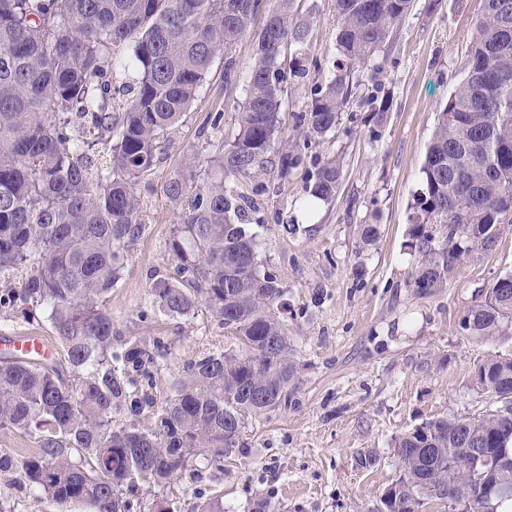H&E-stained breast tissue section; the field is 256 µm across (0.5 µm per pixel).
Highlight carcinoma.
<instances>
[{"mask_svg": "<svg viewBox=\"0 0 512 512\" xmlns=\"http://www.w3.org/2000/svg\"><path fill=\"white\" fill-rule=\"evenodd\" d=\"M334 73L311 90L286 133L283 83L302 77L310 30L294 0H0V311L43 308L66 353L71 379L48 362L0 358V431L37 436V451L17 459L0 449V472L20 469L57 512H131L124 489L160 487L203 455L224 468L243 447L247 416L288 401L295 389L291 338L276 309L284 289L259 272L247 226L259 207L242 178L276 173L284 184L307 167L312 143L335 131L353 97L354 72L382 70L378 53L414 0H335ZM259 29H254L258 16ZM255 38L238 69L231 50ZM218 59L224 80L241 77L246 97L235 130L224 112L202 129L206 177L195 181L193 154L165 184L177 224L169 240L175 275H152L161 312L200 311L235 334L238 347L190 363L153 425H112V407L134 413L138 379L166 356L156 340L113 350L104 300L121 280L143 233L140 184L154 173L163 142L201 90ZM135 74L116 83V69ZM369 117L370 137L387 118ZM343 164L317 162L302 202L313 213L336 197ZM512 0H484L465 74L437 114L421 188L410 206L407 248L418 259V291L436 293L471 254L495 245L512 224ZM380 225L362 224V248ZM24 274L21 287L10 282ZM512 320V276L499 278L466 311L462 326L494 336ZM480 388L512 394V358L478 366ZM471 435L487 451L486 486L450 462L466 456ZM399 476L384 490L382 512H421L426 500H464L470 512H497L512 500V413L439 416L399 436Z\"/></svg>", "mask_w": 512, "mask_h": 512, "instance_id": "1", "label": "carcinoma"}]
</instances>
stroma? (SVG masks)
<instances>
[{
	"mask_svg": "<svg viewBox=\"0 0 512 512\" xmlns=\"http://www.w3.org/2000/svg\"><path fill=\"white\" fill-rule=\"evenodd\" d=\"M414 0L410 13L383 46V71L359 73L356 98L334 133L313 153L343 160L336 198L304 218L300 202L309 176L297 172L286 185L265 178L262 223L252 225L263 270L277 275L293 341L297 385L286 404L246 417L243 448L223 469L196 459L164 487L139 488L133 512H153L166 500L177 512H197L222 497L224 512H249L256 497L271 512H375L383 490L399 474L396 437L441 415L474 418L500 402L475 383L479 364L512 356V330L470 335L461 319L477 296L512 275V224L502 225L495 246L465 260L447 288L419 293L417 262L407 247L410 204L421 186V167L437 110L464 74L482 0ZM311 33L305 52L317 67L287 85L283 110L304 111L311 87L332 68L336 36L334 0H299ZM382 85L392 105L378 140L364 119L369 89ZM245 98L243 81L226 84L216 61L199 99L169 133L155 172L141 183L145 230L128 267L105 300L118 339L160 341L166 360L153 368L146 390L157 403L173 396L189 362L236 348L234 334L207 313L168 317L150 296L154 273H173L168 242L175 217L164 192L185 153L201 151L200 129L209 112H224L232 130ZM376 223L380 236L359 250L360 225ZM0 503L7 512H56L23 474H0Z\"/></svg>",
	"mask_w": 512,
	"mask_h": 512,
	"instance_id": "obj_1",
	"label": "stroma"
}]
</instances>
